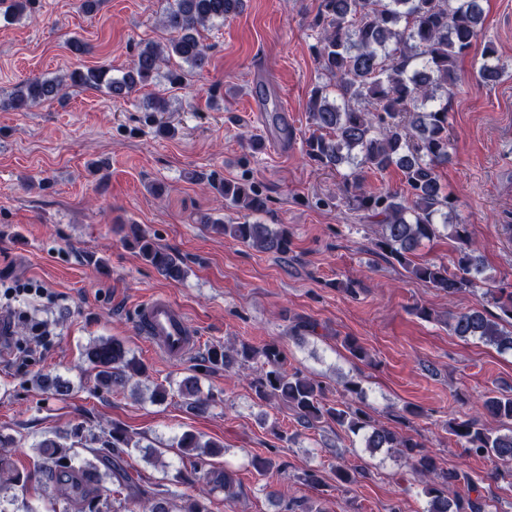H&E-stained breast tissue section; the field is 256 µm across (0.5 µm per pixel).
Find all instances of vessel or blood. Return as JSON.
<instances>
[{
  "label": "vessel or blood",
  "mask_w": 512,
  "mask_h": 512,
  "mask_svg": "<svg viewBox=\"0 0 512 512\" xmlns=\"http://www.w3.org/2000/svg\"><path fill=\"white\" fill-rule=\"evenodd\" d=\"M137 319L154 351L167 360H182L199 346V339L189 328L184 312L168 297L155 296L144 302Z\"/></svg>",
  "instance_id": "vessel-or-blood-1"
}]
</instances>
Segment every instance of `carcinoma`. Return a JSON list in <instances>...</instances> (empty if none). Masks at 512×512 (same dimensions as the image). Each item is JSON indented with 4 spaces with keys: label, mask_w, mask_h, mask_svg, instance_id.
Listing matches in <instances>:
<instances>
[{
    "label": "carcinoma",
    "mask_w": 512,
    "mask_h": 512,
    "mask_svg": "<svg viewBox=\"0 0 512 512\" xmlns=\"http://www.w3.org/2000/svg\"><path fill=\"white\" fill-rule=\"evenodd\" d=\"M3 16L11 21L33 13L36 0H0ZM242 0H172L163 15V26L174 33L164 45L147 42L137 47L131 65L121 77L110 70L75 68L54 79L33 78L18 86L9 105L29 109L69 87L105 88L113 98H124L136 87L164 78L170 87L183 85L190 73L204 70L208 47L198 36L199 28L224 21L236 13ZM481 0H321L315 20L319 29L312 51L322 75L308 104L311 124L320 131L305 141L308 158L324 167H349L339 191L349 208L362 212L379 227L375 247L404 266L416 279L452 296L481 281L488 285L484 296L498 314L479 310L448 313V326L460 339L477 340L500 352L512 351V290L495 285L486 275V265L474 245L467 225L457 222L454 199L441 186L437 168L450 158L448 100L460 86L457 59L478 40L483 31ZM505 65L496 49L485 48L477 70L485 83H495ZM397 167L407 193L381 190L368 192L359 183L364 169L384 172ZM225 205L242 217L204 219L216 232L281 257L288 256L292 241L288 229L275 230L249 220L266 208V199L252 185L210 180ZM142 259L171 281L185 276L182 261L157 246L135 224L130 225ZM455 243V272L434 262L415 263L411 257L425 241L441 232ZM97 370L98 382L108 389L124 387L135 377L147 375L146 367L117 339H100L85 350ZM286 356L275 343L256 347H215L206 362L224 371L260 367L250 387L261 401L279 400L295 412L297 424L312 429L333 421L350 438L360 437L374 452L387 448L422 479L426 512H491L489 500L468 474L438 472L434 457L423 443L376 423L356 406L360 384L347 379L342 384L345 400L324 402V387L299 369L285 368ZM178 393L197 412L206 411L214 397L204 396L196 376L185 377ZM482 417L448 421V434L470 454L494 459L503 466V476L512 477V393L490 391L482 399ZM83 451L46 437L35 444L34 469L21 472L5 448L14 439L0 433V512H39L26 504L15 508L16 497L1 494L4 486H25L30 481L51 491L50 507L44 512H125L126 503L137 501L145 512H211L209 505L188 496L178 504L171 493L159 490L134 476L124 455L140 441L125 428L86 438L74 432ZM221 444L203 441L191 431L176 440L179 454H192L193 472L209 486L227 496L236 494L234 474L208 468L207 458ZM460 482L465 491L448 494V485ZM116 486L110 497L107 484Z\"/></svg>",
    "instance_id": "cac0c4a2"
}]
</instances>
